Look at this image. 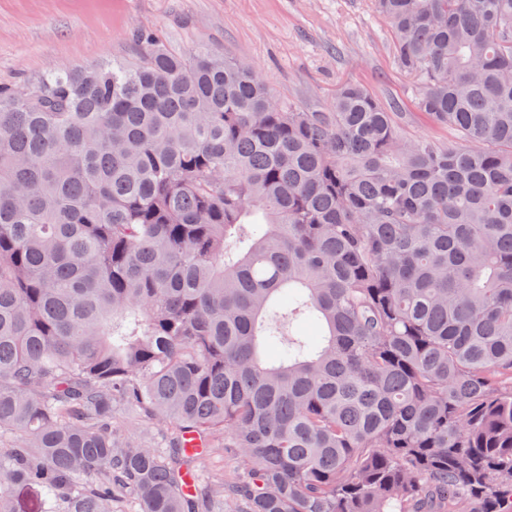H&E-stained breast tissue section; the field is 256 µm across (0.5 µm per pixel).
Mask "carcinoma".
<instances>
[{
    "label": "carcinoma",
    "instance_id": "1",
    "mask_svg": "<svg viewBox=\"0 0 512 512\" xmlns=\"http://www.w3.org/2000/svg\"><path fill=\"white\" fill-rule=\"evenodd\" d=\"M372 5L455 141L153 38L0 88V512H512V0ZM113 426L122 436L145 440L157 447L163 445L162 437L142 415L118 412L113 419ZM195 469L203 477L224 478V482L231 481L235 472V460L227 453L214 456L202 455L196 459Z\"/></svg>",
    "mask_w": 512,
    "mask_h": 512
}]
</instances>
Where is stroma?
Here are the masks:
<instances>
[{"instance_id":"35a3bbf8","label":"stroma","mask_w":512,"mask_h":512,"mask_svg":"<svg viewBox=\"0 0 512 512\" xmlns=\"http://www.w3.org/2000/svg\"><path fill=\"white\" fill-rule=\"evenodd\" d=\"M140 30L177 51L209 47L250 63L298 109L326 111L337 86L353 82L406 113L409 136L454 138L417 110L421 84L399 65L371 0H0V85L24 89L53 71L134 60Z\"/></svg>"}]
</instances>
